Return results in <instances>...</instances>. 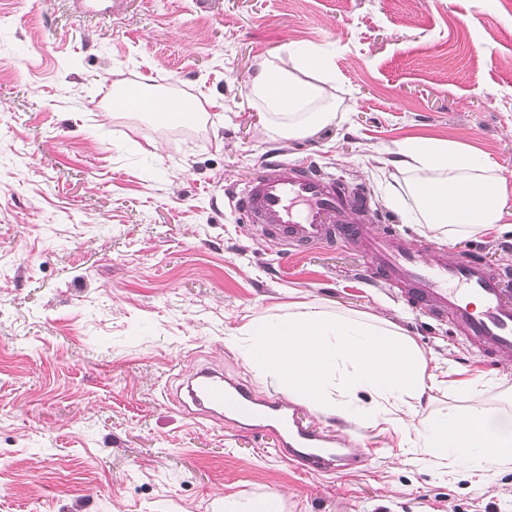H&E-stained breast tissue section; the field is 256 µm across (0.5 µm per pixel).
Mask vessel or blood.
Here are the masks:
<instances>
[{"mask_svg": "<svg viewBox=\"0 0 512 512\" xmlns=\"http://www.w3.org/2000/svg\"><path fill=\"white\" fill-rule=\"evenodd\" d=\"M226 196L250 233L288 253L352 246L367 259L369 281L396 290L412 310L448 320L453 335L484 361L512 359V272L478 256L449 257L434 243L414 244L381 228L380 212L362 185L305 161L270 157L244 183L232 184ZM179 388L189 414L271 437L279 456L304 471H343L365 460L346 438L313 429L293 403L256 394L222 372L195 369Z\"/></svg>", "mask_w": 512, "mask_h": 512, "instance_id": "1", "label": "vessel or blood"}]
</instances>
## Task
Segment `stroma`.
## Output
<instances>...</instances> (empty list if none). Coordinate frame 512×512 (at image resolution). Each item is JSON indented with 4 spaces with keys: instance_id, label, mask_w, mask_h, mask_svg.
Returning <instances> with one entry per match:
<instances>
[{
    "instance_id": "stroma-1",
    "label": "stroma",
    "mask_w": 512,
    "mask_h": 512,
    "mask_svg": "<svg viewBox=\"0 0 512 512\" xmlns=\"http://www.w3.org/2000/svg\"><path fill=\"white\" fill-rule=\"evenodd\" d=\"M291 45L330 59L343 118L272 138L247 82ZM118 82L204 109L176 137L112 111ZM410 138L488 154L512 190V0H0V512H224L271 494L281 512H512V466L424 462L384 421L304 407L366 454L309 474L177 402L203 365L277 394L245 326L313 305L410 336L442 381L423 413L512 412L511 362L364 280L353 247L287 256L248 235L224 195L268 155L310 159L363 183L390 228L512 268V234L433 232L392 198L381 160Z\"/></svg>"
}]
</instances>
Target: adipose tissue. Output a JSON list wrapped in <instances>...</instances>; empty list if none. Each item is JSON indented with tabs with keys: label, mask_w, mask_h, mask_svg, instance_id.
<instances>
[{
	"label": "adipose tissue",
	"mask_w": 512,
	"mask_h": 512,
	"mask_svg": "<svg viewBox=\"0 0 512 512\" xmlns=\"http://www.w3.org/2000/svg\"><path fill=\"white\" fill-rule=\"evenodd\" d=\"M326 71L325 59L292 46L259 63L248 81V95L267 112L271 137L305 136L336 122ZM396 153L397 166L411 175L406 190L416 201L418 218L430 230L512 229L507 206L512 193L488 155L438 139L407 141ZM433 187L447 192L442 208L448 220L442 224L431 220L428 191ZM245 330L249 365L271 376L290 398L366 424L385 416L414 429L426 454L458 459L481 474L512 464L511 413L476 405L462 413L421 416L433 375L425 355L397 327L307 306L275 322L252 319ZM338 384L354 395L369 394L374 407L350 411L337 406L333 389Z\"/></svg>",
	"instance_id": "obj_1"
}]
</instances>
